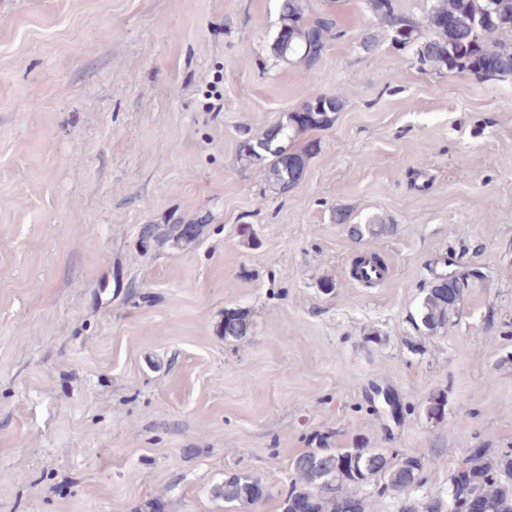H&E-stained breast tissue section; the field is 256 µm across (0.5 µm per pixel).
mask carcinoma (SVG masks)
I'll list each match as a JSON object with an SVG mask.
<instances>
[{"instance_id":"obj_1","label":"carcinoma","mask_w":512,"mask_h":512,"mask_svg":"<svg viewBox=\"0 0 512 512\" xmlns=\"http://www.w3.org/2000/svg\"><path fill=\"white\" fill-rule=\"evenodd\" d=\"M374 17L394 33V43L413 52L420 67L438 71L470 73L478 78L512 79V0H426L422 16L404 11L398 0H365ZM280 28L288 42L276 39V58L296 57L308 70L318 67L326 43L336 35L335 16L314 13L309 0H281ZM343 107V96L318 95L297 112H287L274 123L278 137L268 130L250 134L240 144V161L259 167L265 180L286 193L303 175L314 147L292 151L288 143L308 129H327ZM202 224H148L143 244L185 250L200 238ZM396 231L394 224H348L354 240L383 236ZM463 273L454 297H448L439 282L427 289L419 305L421 327L430 334L448 324L460 291L470 277ZM224 341L238 342L249 336L251 324L242 311L224 314ZM423 462L416 456L385 448H333L325 442L291 461V478L281 493V512H342L343 501L358 498V512H366L361 490L374 484L381 495H402L418 487L423 479ZM212 494L228 504H255L266 494L261 480L244 473L224 476ZM483 512H512V448L489 453L481 448L462 457L448 485V512H462L471 500ZM402 512H443L442 499L427 503L408 500Z\"/></svg>"}]
</instances>
